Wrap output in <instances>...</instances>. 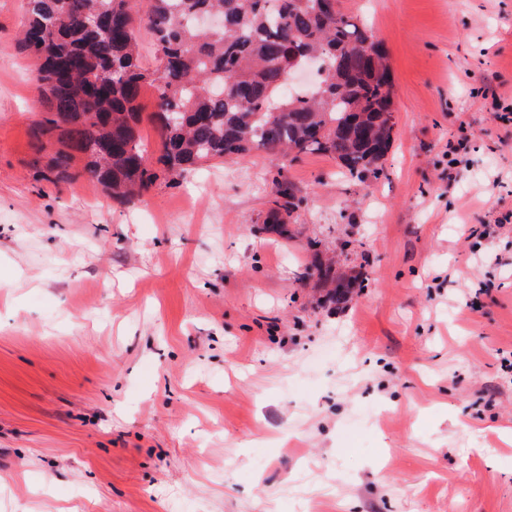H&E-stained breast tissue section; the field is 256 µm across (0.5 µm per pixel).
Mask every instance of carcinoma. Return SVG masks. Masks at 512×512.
<instances>
[{
  "instance_id": "carcinoma-1",
  "label": "carcinoma",
  "mask_w": 512,
  "mask_h": 512,
  "mask_svg": "<svg viewBox=\"0 0 512 512\" xmlns=\"http://www.w3.org/2000/svg\"><path fill=\"white\" fill-rule=\"evenodd\" d=\"M28 0L18 45L36 61L30 80L45 116L30 130L36 151L53 147L52 180H73V161L112 200L124 203L159 181L257 151L320 152L353 179L385 173L395 130L393 73L384 48L340 0ZM150 38L158 63L140 62ZM321 60L311 90L287 89L288 73ZM158 92L152 119L162 133L153 158L140 139L138 100ZM275 180L266 228L288 235L283 212L299 206ZM341 303L350 285L315 263Z\"/></svg>"
}]
</instances>
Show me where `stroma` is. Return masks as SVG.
<instances>
[{
  "label": "stroma",
  "instance_id": "35a3bbf8",
  "mask_svg": "<svg viewBox=\"0 0 512 512\" xmlns=\"http://www.w3.org/2000/svg\"><path fill=\"white\" fill-rule=\"evenodd\" d=\"M25 6L0 0V512H512V226L482 236L512 215V0H342L389 52L385 178L257 152L129 203L34 166ZM301 202L297 198L294 188L288 183L281 180H275L274 200L267 219L263 224H267L266 228L269 231L275 232L280 236L288 235L287 221L283 217L282 210L288 211L290 215L292 207H298ZM315 266L321 280L325 284H333V288L329 291V298L335 303L345 301L350 293V284L345 285L342 282L336 283V273L331 264H323L319 261L315 263Z\"/></svg>",
  "mask_w": 512,
  "mask_h": 512
}]
</instances>
